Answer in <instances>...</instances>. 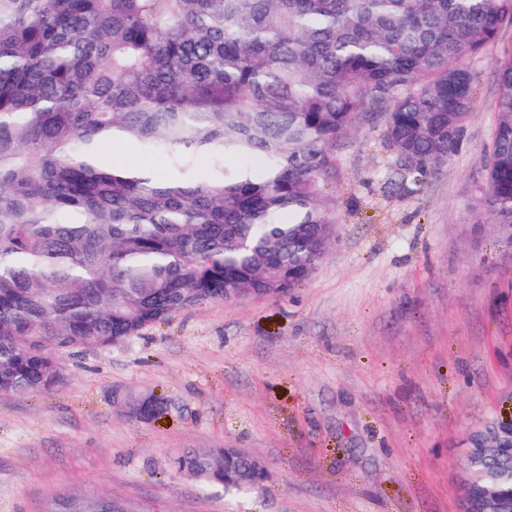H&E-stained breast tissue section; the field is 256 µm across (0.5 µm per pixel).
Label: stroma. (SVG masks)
<instances>
[{
  "instance_id": "stroma-1",
  "label": "stroma",
  "mask_w": 512,
  "mask_h": 512,
  "mask_svg": "<svg viewBox=\"0 0 512 512\" xmlns=\"http://www.w3.org/2000/svg\"><path fill=\"white\" fill-rule=\"evenodd\" d=\"M512 22L466 58L477 76L460 144L421 189L360 126L337 153V224L311 277L278 297L205 302L140 335L59 355L64 382L0 395V512L59 493L124 512H459L469 430L512 415V245L471 260L469 205L495 123ZM164 399L139 423L113 391ZM237 448L269 481L225 497L171 461Z\"/></svg>"
}]
</instances>
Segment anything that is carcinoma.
I'll return each instance as SVG.
<instances>
[{
    "mask_svg": "<svg viewBox=\"0 0 512 512\" xmlns=\"http://www.w3.org/2000/svg\"><path fill=\"white\" fill-rule=\"evenodd\" d=\"M507 18L512 0H0V395L56 387L62 351L301 285L337 223V143L381 116L398 184L425 183L472 108L463 59ZM497 82L470 209L512 243V53ZM117 140L175 176L108 161ZM173 466L249 490L224 483L222 448ZM112 507L62 493L44 512Z\"/></svg>",
    "mask_w": 512,
    "mask_h": 512,
    "instance_id": "obj_1",
    "label": "carcinoma"
}]
</instances>
